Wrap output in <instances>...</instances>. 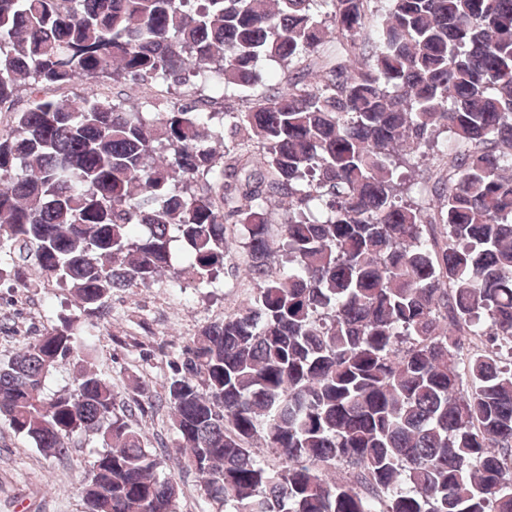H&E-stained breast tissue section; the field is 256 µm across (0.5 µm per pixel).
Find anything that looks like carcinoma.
<instances>
[{
  "instance_id": "1",
  "label": "carcinoma",
  "mask_w": 512,
  "mask_h": 512,
  "mask_svg": "<svg viewBox=\"0 0 512 512\" xmlns=\"http://www.w3.org/2000/svg\"><path fill=\"white\" fill-rule=\"evenodd\" d=\"M374 2L0 0V106L33 94L0 131V279L33 263L79 309L0 360V419L49 458L97 436L86 512H177L138 424L161 411L224 512H512V0ZM229 225L257 292L163 394L84 368L45 393L113 293L180 286L174 243L213 284Z\"/></svg>"
}]
</instances>
